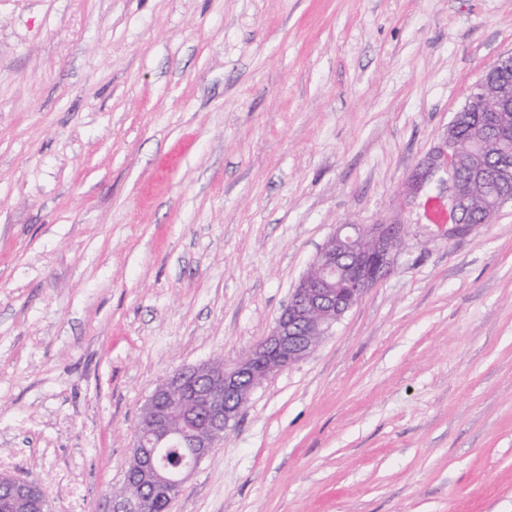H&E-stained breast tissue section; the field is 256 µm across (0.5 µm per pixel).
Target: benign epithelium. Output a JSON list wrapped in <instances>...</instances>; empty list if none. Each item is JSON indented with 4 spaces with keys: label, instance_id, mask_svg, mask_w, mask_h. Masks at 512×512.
I'll return each instance as SVG.
<instances>
[{
    "label": "benign epithelium",
    "instance_id": "benign-epithelium-1",
    "mask_svg": "<svg viewBox=\"0 0 512 512\" xmlns=\"http://www.w3.org/2000/svg\"><path fill=\"white\" fill-rule=\"evenodd\" d=\"M512 53L497 60L474 85L463 107L476 141L471 152L459 153V127L452 120L440 144L408 177L403 196L413 208L432 192L448 210V224L438 235L450 239L465 233L469 212L463 185L505 182L512 168L488 167L478 157L512 150V85L506 69ZM407 225L339 224L295 285L288 305L271 332L235 362L207 360L190 370L179 369L162 382L143 405L130 456L133 491L112 496V512H151L154 500L180 491L186 478L224 441V432L241 414L252 392L283 369L308 358L338 322L380 280L389 276L403 251ZM343 287H336V282ZM178 404L179 420L166 410ZM21 496L41 489L29 478L0 473V483Z\"/></svg>",
    "mask_w": 512,
    "mask_h": 512
}]
</instances>
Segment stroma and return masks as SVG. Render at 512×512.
Wrapping results in <instances>:
<instances>
[{
	"mask_svg": "<svg viewBox=\"0 0 512 512\" xmlns=\"http://www.w3.org/2000/svg\"><path fill=\"white\" fill-rule=\"evenodd\" d=\"M510 52L512 0H0V471L110 512L154 389L397 220L169 512H512V203L448 240L402 198Z\"/></svg>",
	"mask_w": 512,
	"mask_h": 512,
	"instance_id": "35a3bbf8",
	"label": "stroma"
}]
</instances>
